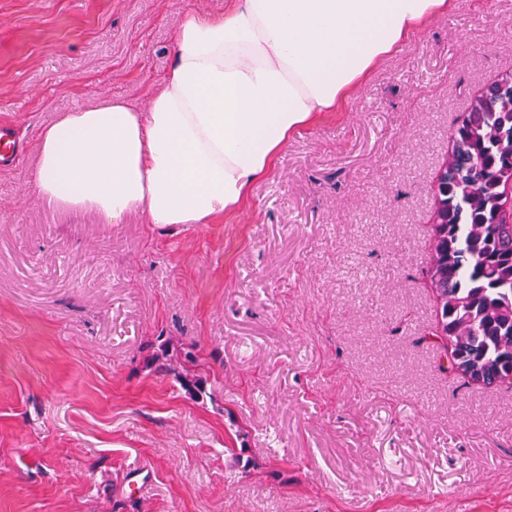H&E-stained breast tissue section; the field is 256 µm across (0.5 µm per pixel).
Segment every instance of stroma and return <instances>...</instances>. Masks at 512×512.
<instances>
[{
    "instance_id": "1",
    "label": "stroma",
    "mask_w": 512,
    "mask_h": 512,
    "mask_svg": "<svg viewBox=\"0 0 512 512\" xmlns=\"http://www.w3.org/2000/svg\"><path fill=\"white\" fill-rule=\"evenodd\" d=\"M0 0V512H512V390L421 342L434 180L512 73V0H456L218 224H105L34 187L63 112L146 106L188 9ZM216 353L206 397L147 366Z\"/></svg>"
}]
</instances>
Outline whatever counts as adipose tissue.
Returning <instances> with one entry per match:
<instances>
[{
	"label": "adipose tissue",
	"instance_id": "1",
	"mask_svg": "<svg viewBox=\"0 0 512 512\" xmlns=\"http://www.w3.org/2000/svg\"><path fill=\"white\" fill-rule=\"evenodd\" d=\"M454 0H225L186 11L146 109L121 98L64 113L38 141L35 188L120 223L235 215L290 139L337 112L377 65Z\"/></svg>",
	"mask_w": 512,
	"mask_h": 512
}]
</instances>
